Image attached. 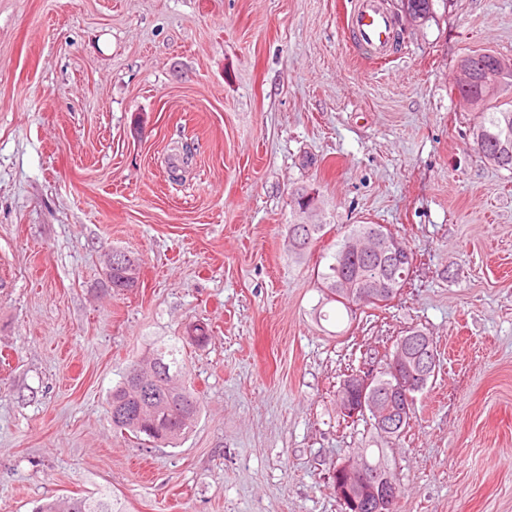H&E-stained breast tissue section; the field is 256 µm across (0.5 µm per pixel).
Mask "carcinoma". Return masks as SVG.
I'll use <instances>...</instances> for the list:
<instances>
[{
    "label": "carcinoma",
    "mask_w": 512,
    "mask_h": 512,
    "mask_svg": "<svg viewBox=\"0 0 512 512\" xmlns=\"http://www.w3.org/2000/svg\"><path fill=\"white\" fill-rule=\"evenodd\" d=\"M459 66L472 72V82L457 85L460 96L475 112L472 128L474 149L489 163L512 170V100H503L512 87V62L491 53H476L463 57ZM293 210L299 217L316 210L318 199L304 188L293 193ZM324 224H310L300 234L297 225H288V252L302 258L320 237ZM411 250L383 224H352L336 243V250L327 267L317 273L321 300L315 308L316 318L326 320L328 304L346 312L353 319L364 308H381L393 301L409 276ZM124 268L112 269V287L118 291L137 286L127 278ZM208 340L206 331L195 328V339L163 344L140 359L150 364L159 361L162 371L149 383V403L141 412L126 418L118 426L138 440L176 445L189 433L192 421L201 412V401L184 382L185 366L178 358L185 346L201 347ZM140 396L138 385L123 374L112 388L108 408L129 407ZM356 457L366 458L377 468L388 467L385 449L358 448ZM35 512H109L102 500L85 497H56L36 507Z\"/></svg>",
    "instance_id": "carcinoma-1"
}]
</instances>
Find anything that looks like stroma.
I'll return each instance as SVG.
<instances>
[{
  "mask_svg": "<svg viewBox=\"0 0 512 512\" xmlns=\"http://www.w3.org/2000/svg\"><path fill=\"white\" fill-rule=\"evenodd\" d=\"M350 2L0 0V512H342L332 468L379 445L398 512H512V172L455 89L462 57L512 60V0H434L387 63L353 48ZM301 186L331 230L295 260ZM366 223L413 251L410 280L317 322V269ZM115 249L137 287L112 290ZM195 325L185 440L114 428L126 367ZM413 327L436 375L381 441L336 391ZM108 507L106 502L98 499L56 497L37 506L35 512H109Z\"/></svg>",
  "mask_w": 512,
  "mask_h": 512,
  "instance_id": "obj_1",
  "label": "stroma"
}]
</instances>
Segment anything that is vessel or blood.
<instances>
[{
  "mask_svg": "<svg viewBox=\"0 0 512 512\" xmlns=\"http://www.w3.org/2000/svg\"><path fill=\"white\" fill-rule=\"evenodd\" d=\"M345 23L356 43L369 57L384 59L392 55L394 22L384 0H353Z\"/></svg>",
  "mask_w": 512,
  "mask_h": 512,
  "instance_id": "b4317fda",
  "label": "vessel or blood"
}]
</instances>
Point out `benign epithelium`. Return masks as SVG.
Here are the masks:
<instances>
[{
	"label": "benign epithelium",
	"mask_w": 512,
	"mask_h": 512,
	"mask_svg": "<svg viewBox=\"0 0 512 512\" xmlns=\"http://www.w3.org/2000/svg\"><path fill=\"white\" fill-rule=\"evenodd\" d=\"M395 368L403 369L405 379L395 392L378 394L376 382L383 368L351 374L343 382L341 410L353 418L365 411L366 404L381 410L379 427L391 433L405 420L409 412L411 394L435 371L436 354L429 350L428 341L420 336H402L398 353L388 359ZM333 489L341 502L352 506L355 512H393L397 501L395 474L390 470L374 469L361 462L349 461L332 471Z\"/></svg>",
	"instance_id": "benign-epithelium-1"
}]
</instances>
